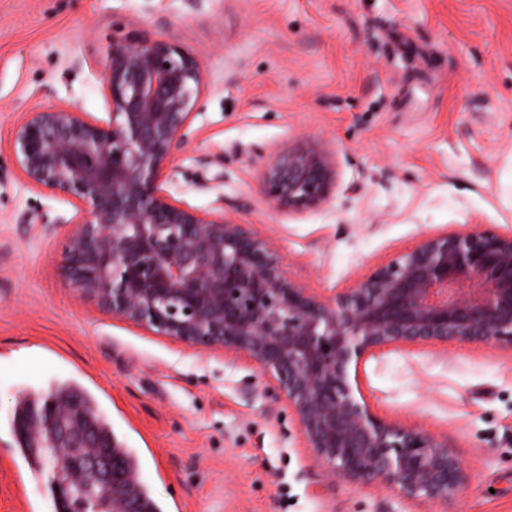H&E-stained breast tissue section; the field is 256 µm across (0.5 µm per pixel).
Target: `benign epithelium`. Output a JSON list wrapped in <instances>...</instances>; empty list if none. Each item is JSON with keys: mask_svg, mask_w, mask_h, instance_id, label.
Returning a JSON list of instances; mask_svg holds the SVG:
<instances>
[{"mask_svg": "<svg viewBox=\"0 0 512 512\" xmlns=\"http://www.w3.org/2000/svg\"><path fill=\"white\" fill-rule=\"evenodd\" d=\"M202 89L198 63L177 45L114 41L101 70L106 117L69 104L31 112L13 131L23 176L74 209L72 290L156 335L257 362L332 472L448 499L465 482L457 460L427 433L379 418L355 397L350 370L392 346H512V234L427 238L338 296L315 295L245 225L169 193L168 164ZM335 189L333 153L312 146H283L260 177L261 193L294 212L322 207ZM15 428L46 433L59 459L47 469L57 512H144L133 472L82 422L79 403L49 399Z\"/></svg>", "mask_w": 512, "mask_h": 512, "instance_id": "obj_1", "label": "benign epithelium"}]
</instances>
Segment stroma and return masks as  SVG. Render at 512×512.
<instances>
[{
	"mask_svg": "<svg viewBox=\"0 0 512 512\" xmlns=\"http://www.w3.org/2000/svg\"><path fill=\"white\" fill-rule=\"evenodd\" d=\"M180 45L204 90L170 192L224 210L331 298L423 239L512 233V0H0V512H56L13 433L27 394L84 386L160 512H512V346H397L359 388L446 446L445 500L328 473L277 380L101 312L64 278L74 210L11 147L29 112L103 116L99 62L131 35ZM331 150L336 191L300 213L259 190L282 145Z\"/></svg>",
	"mask_w": 512,
	"mask_h": 512,
	"instance_id": "obj_1",
	"label": "stroma"
}]
</instances>
